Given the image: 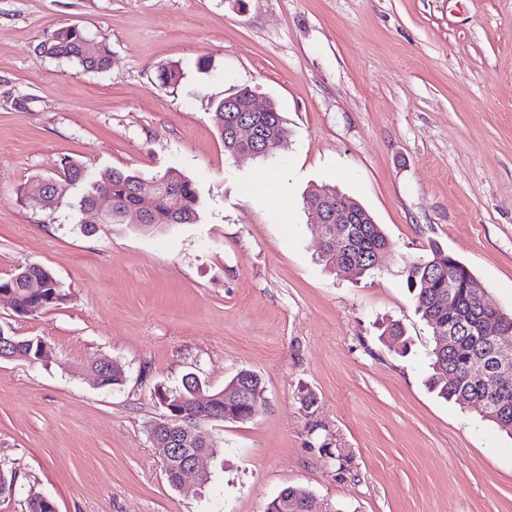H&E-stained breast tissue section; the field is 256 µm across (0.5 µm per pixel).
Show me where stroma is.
Listing matches in <instances>:
<instances>
[{
  "mask_svg": "<svg viewBox=\"0 0 512 512\" xmlns=\"http://www.w3.org/2000/svg\"><path fill=\"white\" fill-rule=\"evenodd\" d=\"M76 26L111 62L44 56ZM206 59L207 69L197 67ZM183 71L161 84L162 67ZM272 101L288 146L237 161L211 120L241 88ZM90 175L176 168L195 224H80L78 197L32 206L62 159ZM333 187L390 242L382 271L320 261L306 198ZM439 246L512 312V0H0V278L36 264L67 297L0 329L44 362L0 359V512H267L288 486L310 512H512V437L431 392L432 332L406 263ZM395 320L401 356L378 339ZM120 363L121 385L90 374ZM257 373L266 404L207 430L211 478L173 488L150 440L155 392ZM90 371H92L93 375L99 374L101 376L102 387L121 385L124 380V370L122 366L106 357L96 361L91 366ZM98 379L99 376L97 375L96 383L100 385Z\"/></svg>",
  "mask_w": 512,
  "mask_h": 512,
  "instance_id": "1",
  "label": "stroma"
}]
</instances>
